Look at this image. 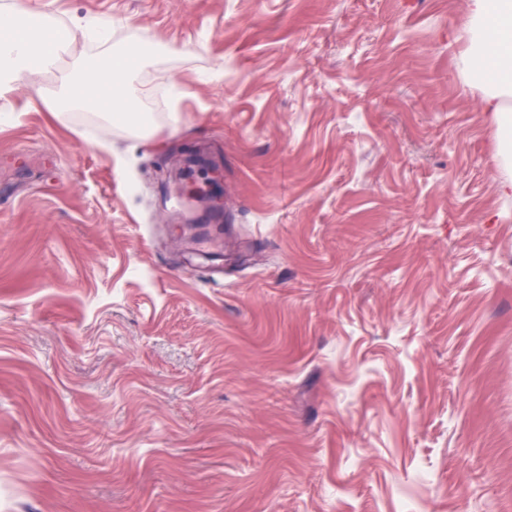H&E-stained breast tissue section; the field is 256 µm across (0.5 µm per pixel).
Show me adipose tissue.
<instances>
[{"instance_id": "obj_1", "label": "adipose tissue", "mask_w": 512, "mask_h": 512, "mask_svg": "<svg viewBox=\"0 0 512 512\" xmlns=\"http://www.w3.org/2000/svg\"><path fill=\"white\" fill-rule=\"evenodd\" d=\"M469 47L461 68L480 81L483 112L498 138V189L512 194V0H469ZM72 33L46 31L41 20L19 0L0 9V97L12 94L24 75L53 73L57 85L54 108H92L108 123L135 125L142 106L126 91L137 71L141 49L132 45L99 59L93 56L60 66Z\"/></svg>"}]
</instances>
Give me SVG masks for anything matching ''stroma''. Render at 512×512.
<instances>
[{"mask_svg": "<svg viewBox=\"0 0 512 512\" xmlns=\"http://www.w3.org/2000/svg\"><path fill=\"white\" fill-rule=\"evenodd\" d=\"M148 136L0 99V512H512V197L468 0H22ZM224 171L206 250L174 158Z\"/></svg>", "mask_w": 512, "mask_h": 512, "instance_id": "obj_1", "label": "stroma"}]
</instances>
